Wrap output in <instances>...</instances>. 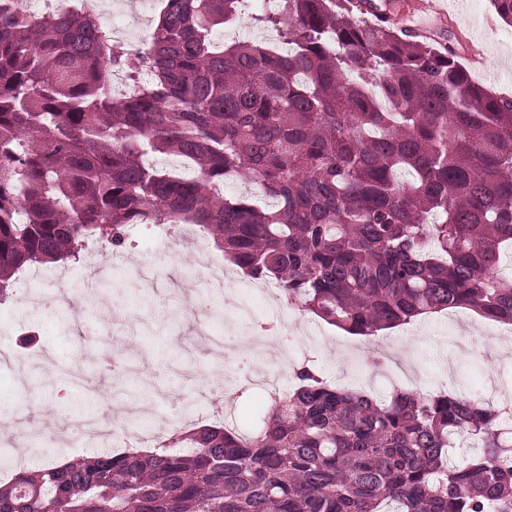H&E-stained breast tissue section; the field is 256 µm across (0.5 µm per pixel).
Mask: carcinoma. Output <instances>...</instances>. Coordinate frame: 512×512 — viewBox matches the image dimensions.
Segmentation results:
<instances>
[{
    "instance_id": "cac0c4a2",
    "label": "carcinoma",
    "mask_w": 512,
    "mask_h": 512,
    "mask_svg": "<svg viewBox=\"0 0 512 512\" xmlns=\"http://www.w3.org/2000/svg\"><path fill=\"white\" fill-rule=\"evenodd\" d=\"M250 2L161 0L131 53L76 8L31 21L0 0V301L17 271L75 259L88 236L119 248L134 224H197L353 335L459 308L512 324V100L355 0L252 16L285 53L215 40ZM114 71L138 89L110 94ZM230 180L273 204L224 194ZM294 376L248 436L202 426L151 454L21 469L0 512H512L496 408L340 390L308 361ZM464 438L481 454L448 464Z\"/></svg>"
}]
</instances>
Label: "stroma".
Masks as SVG:
<instances>
[{
	"label": "stroma",
	"instance_id": "stroma-1",
	"mask_svg": "<svg viewBox=\"0 0 512 512\" xmlns=\"http://www.w3.org/2000/svg\"><path fill=\"white\" fill-rule=\"evenodd\" d=\"M439 14L443 29L436 46L459 51V64L471 80L498 96L512 97V27L497 15L490 0H419ZM224 270L209 288L193 286L200 260ZM14 296L0 305V351L15 357L0 361V446L16 450L36 469L59 458L92 457L102 447L93 439L69 442L58 424L62 417L111 415L135 418V427L158 442L174 432L206 422L212 390L235 385L236 396L224 405V422L246 431L261 414L262 391L251 378H277L291 389L292 371L260 350L243 346L257 328L280 327L273 341L295 357L316 360L332 384L369 389L379 397L394 390L429 393L438 389L482 397L487 382L512 398V336H500V323L466 309L434 313L381 332L371 339L349 334L287 306L264 293L228 264L202 229L191 241L159 240L154 232L130 228L120 249L89 239L79 262L50 264L36 278L16 273ZM66 296L68 308L56 311L27 302L26 292ZM220 312L216 330L226 340L223 353L197 343L183 301ZM39 333L61 368L82 372L109 397L108 406L78 388H62L56 376H28L18 357L23 332ZM121 345L141 363L138 373L112 374L89 358L92 350Z\"/></svg>",
	"mask_w": 512,
	"mask_h": 512
}]
</instances>
